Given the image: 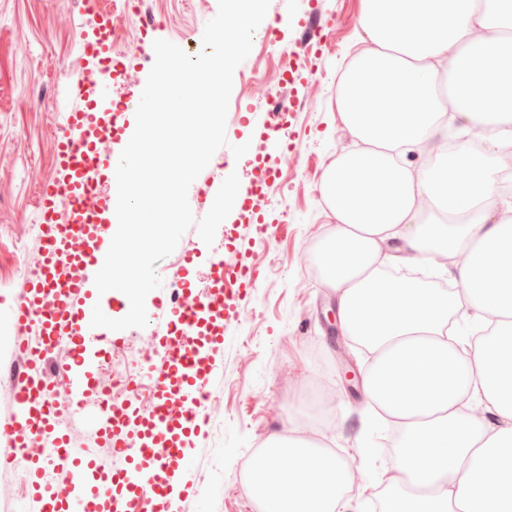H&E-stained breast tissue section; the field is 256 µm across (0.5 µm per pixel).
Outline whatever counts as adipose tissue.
<instances>
[{"label": "adipose tissue", "instance_id": "ef3b65f1", "mask_svg": "<svg viewBox=\"0 0 512 512\" xmlns=\"http://www.w3.org/2000/svg\"><path fill=\"white\" fill-rule=\"evenodd\" d=\"M504 0H363L368 44L337 89L361 147L320 194L335 219L314 250L339 330L372 353L365 400L401 430L386 512H512V17ZM484 111H474V103ZM457 122L468 140L449 144ZM494 142L492 154L477 151ZM426 161L413 166L408 156ZM470 208L458 213L457 202ZM458 277L448 293L388 280L381 251ZM477 309L468 352L453 317ZM359 466L306 431L275 436L247 466L261 512H347Z\"/></svg>", "mask_w": 512, "mask_h": 512}]
</instances>
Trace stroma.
<instances>
[{
    "mask_svg": "<svg viewBox=\"0 0 512 512\" xmlns=\"http://www.w3.org/2000/svg\"><path fill=\"white\" fill-rule=\"evenodd\" d=\"M135 4L141 16L154 22L144 38V64L121 77L99 75L112 89L111 105L122 106L125 113L120 136L97 144L107 161L134 132L154 41L186 47L188 39L202 38L218 10V0ZM311 8L325 38L314 69L280 82L279 62L263 54L258 31L249 56L233 75L229 109L240 118L229 137L248 144L244 167L278 154L249 119L257 110L255 96L293 99L297 108L289 118L288 159L280 163V178L262 208L272 229L251 247L260 272L257 288L227 331L218 356L219 382L199 418L201 433L190 445L191 464L174 512H259L245 491L246 466L270 437L286 432L292 414L308 419L323 445L360 461L363 480L349 494V512L385 509L383 478L400 435L390 420L364 403L360 377L369 366L368 353L341 335L336 298L311 268L312 247L334 223L320 195L322 177L340 153L359 146L338 118L336 83L363 46L362 0H271L263 24L279 29L281 50L304 54L301 30ZM95 27V16L84 12L80 0H0V364L12 359L7 345L14 329L11 305L37 262L39 243L31 227L41 221L40 183L55 175L56 137L67 127L70 94L82 78L78 42ZM38 94L50 99L51 111L35 109ZM227 172L223 152H216L188 190L194 218L208 212V190L221 186ZM244 222L242 212L231 211L210 246L196 228H189L159 263L161 279L176 277L182 254L195 252L193 288L205 294L214 262L226 255L229 225ZM117 336L120 345L92 365L98 388L111 387L115 372L133 366L152 342L148 334L128 329Z\"/></svg>",
    "mask_w": 512,
    "mask_h": 512,
    "instance_id": "obj_1",
    "label": "stroma"
}]
</instances>
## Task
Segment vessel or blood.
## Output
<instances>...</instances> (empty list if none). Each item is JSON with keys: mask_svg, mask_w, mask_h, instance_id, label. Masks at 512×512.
I'll use <instances>...</instances> for the list:
<instances>
[{"mask_svg": "<svg viewBox=\"0 0 512 512\" xmlns=\"http://www.w3.org/2000/svg\"><path fill=\"white\" fill-rule=\"evenodd\" d=\"M84 3L96 16L97 32L82 40L81 54L101 64L115 54L112 15L100 11L99 0ZM99 128L98 113L73 108L68 132L56 143L57 176L41 185L40 258L12 306L14 320L28 334L21 343L28 374L14 388L17 414L0 422V438L23 452L19 464L31 479L34 512H171L169 493L180 481L178 463L187 456L189 437L199 430L202 384L214 372L226 326L256 283L257 270L248 260V241L234 233L228 247L235 258L216 262L207 294H195L187 265L175 286L156 288V311L146 327L157 352L146 371L148 406L128 405L111 420L94 421L90 444L75 447L42 401L53 392L56 378H66L77 400L91 384L89 356L81 344L85 273L101 269L117 222L115 211L104 213L99 205L80 200L105 167L94 138ZM277 170V162L260 163L242 209L250 208L253 197L270 192ZM64 337L69 358L55 378H48L47 354ZM103 445L112 450L105 462L96 453Z\"/></svg>", "mask_w": 512, "mask_h": 512, "instance_id": "b4317fda", "label": "vessel or blood"}]
</instances>
